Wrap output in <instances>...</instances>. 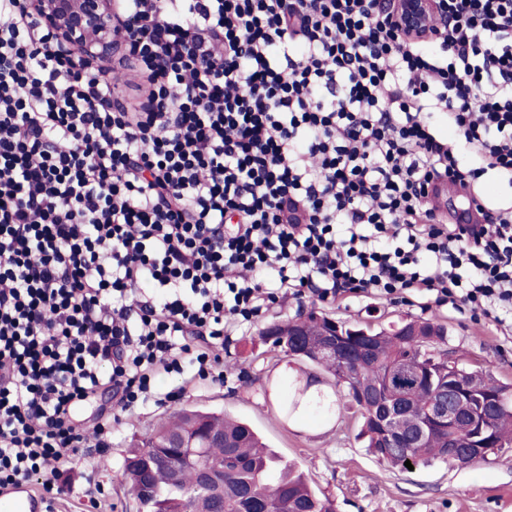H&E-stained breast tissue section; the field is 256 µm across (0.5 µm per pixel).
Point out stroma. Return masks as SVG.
I'll return each mask as SVG.
<instances>
[{"mask_svg":"<svg viewBox=\"0 0 512 512\" xmlns=\"http://www.w3.org/2000/svg\"><path fill=\"white\" fill-rule=\"evenodd\" d=\"M312 311L383 327L403 319H438L448 330L442 350L450 362L488 369L500 382L512 384V339H503L493 326L475 322L469 314L374 299L314 303L286 294L252 327L225 336L223 383L186 387L179 378L161 376L159 388L178 391L177 399L122 415L108 447L87 439L64 475L66 494L53 500L50 512H139L123 476L127 450L185 407L223 411L246 421L278 459L298 467L319 494L333 501L336 512H512V444L472 467L435 462L409 470L370 455L356 437V421L305 411L286 415L295 379L311 377L315 388L328 393L334 392L335 379L264 345L257 333L269 322Z\"/></svg>","mask_w":512,"mask_h":512,"instance_id":"1","label":"stroma"}]
</instances>
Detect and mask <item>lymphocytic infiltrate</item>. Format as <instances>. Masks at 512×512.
I'll use <instances>...</instances> for the list:
<instances>
[{"mask_svg": "<svg viewBox=\"0 0 512 512\" xmlns=\"http://www.w3.org/2000/svg\"><path fill=\"white\" fill-rule=\"evenodd\" d=\"M24 2L0 0V490L62 495L84 413L112 438L102 390L128 412L162 373L223 382L225 320L282 288L512 332V207L427 204L512 178V0H436L422 42L386 0H118L129 107Z\"/></svg>", "mask_w": 512, "mask_h": 512, "instance_id": "f902f5d3", "label": "lymphocytic infiltrate"}]
</instances>
